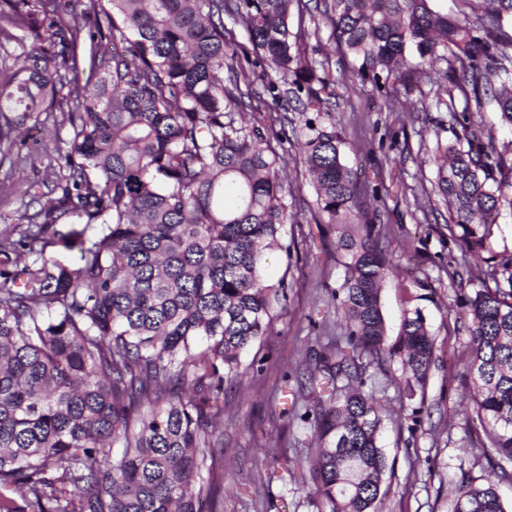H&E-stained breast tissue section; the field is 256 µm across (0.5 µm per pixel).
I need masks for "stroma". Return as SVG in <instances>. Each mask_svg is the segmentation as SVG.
Listing matches in <instances>:
<instances>
[{
	"mask_svg": "<svg viewBox=\"0 0 512 512\" xmlns=\"http://www.w3.org/2000/svg\"><path fill=\"white\" fill-rule=\"evenodd\" d=\"M274 118L267 135L287 161L288 183L306 202L299 224L287 226L298 250L292 257L277 251L265 254L270 280L286 279L287 312L279 316L270 338L242 356L247 370L239 384L225 387L224 412L217 424L222 451L215 454L213 470L215 502L212 512H261L265 491L278 496L277 512H317L304 485L307 475L305 443L310 436L282 417L273 395L283 373H306L309 347L315 344L310 321L334 316L328 295L344 269L326 260L316 228L321 216L309 174L296 149L282 139L287 123L300 114L295 104L268 101ZM435 109H423L418 95L390 103L346 86L340 89L334 116L344 140V160L362 181L391 185L403 178L402 195H388L386 236L401 265H412L414 276L394 275L382 286L381 302L388 343H395L406 310L421 307L435 337L436 362L425 389V405L431 411L421 429L409 432V403L390 397L381 434L394 467L387 471L381 491L380 512H451L453 489L461 476L475 483L497 481L504 504H512V481H500L489 462L464 438L470 384L461 371L466 360V313L463 299L477 288L487 269L479 260L460 264V252L452 240L441 239L445 226L439 215L445 207L422 187L433 177L425 157L433 144L430 133ZM48 156L31 155L23 174L12 172L11 160L0 162V234L17 227L24 184L43 176ZM429 276L435 293L420 300L418 277ZM296 457L295 476L274 480L263 489L274 458Z\"/></svg>",
	"mask_w": 512,
	"mask_h": 512,
	"instance_id": "stroma-1",
	"label": "stroma"
}]
</instances>
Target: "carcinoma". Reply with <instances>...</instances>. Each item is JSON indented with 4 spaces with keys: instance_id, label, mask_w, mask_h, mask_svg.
Here are the masks:
<instances>
[{
    "instance_id": "obj_1",
    "label": "carcinoma",
    "mask_w": 512,
    "mask_h": 512,
    "mask_svg": "<svg viewBox=\"0 0 512 512\" xmlns=\"http://www.w3.org/2000/svg\"><path fill=\"white\" fill-rule=\"evenodd\" d=\"M436 2L0 0V155L43 115L69 125L42 146L65 170L52 196L26 191L39 210L19 239L0 237V512H203L212 494L200 483L214 462L209 420L286 299L263 252L290 257L285 226L300 223L284 157L235 118L251 81L228 62L226 12L262 53L266 94L298 103L294 146L345 268L329 289L336 319L314 324L309 384L285 374L278 398L317 442L306 486L318 512H378L383 401L391 387L409 401L424 391L435 345L418 307L386 345L381 288L399 267L364 207L381 193L344 161L323 109L338 78L304 46L307 22L352 58L350 79L388 101L430 84L448 112L433 125L430 193L462 260L488 265L465 300V436L512 462V253L491 241L512 213V141L496 144L472 113L489 104L512 127V0H462L469 11L454 17ZM448 124L462 129L453 140ZM65 217L95 235L55 229ZM52 243L80 264L10 258ZM387 355L401 374L381 381ZM454 493V512H506L491 483L464 475Z\"/></svg>"
}]
</instances>
